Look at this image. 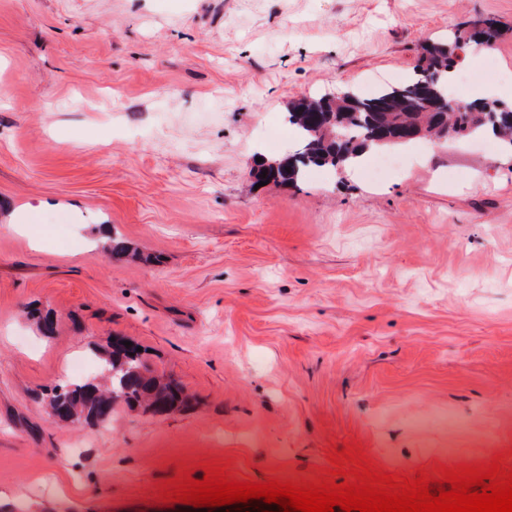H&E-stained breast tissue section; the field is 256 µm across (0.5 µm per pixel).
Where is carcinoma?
<instances>
[{"mask_svg":"<svg viewBox=\"0 0 512 512\" xmlns=\"http://www.w3.org/2000/svg\"><path fill=\"white\" fill-rule=\"evenodd\" d=\"M497 34V23L491 19L451 31L447 38L422 47L413 79L372 95L357 93L352 103L327 94L291 102L288 123L296 132L295 149L261 164L256 176L296 187L310 167L335 168L372 144L403 143L410 126L436 138L448 126L458 137L476 136L490 126L512 147V107L495 101L473 105L448 100V76L457 73L458 51L481 42L491 45ZM123 341L115 337L99 355L105 388L93 381L59 384L43 393V403L70 419L98 423L111 418L118 401L130 405L144 401L158 413L178 408L183 403L179 383L152 374L137 346Z\"/></svg>","mask_w":512,"mask_h":512,"instance_id":"cac0c4a2","label":"carcinoma"}]
</instances>
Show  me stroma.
<instances>
[{"label":"stroma","instance_id":"35a3bbf8","mask_svg":"<svg viewBox=\"0 0 512 512\" xmlns=\"http://www.w3.org/2000/svg\"><path fill=\"white\" fill-rule=\"evenodd\" d=\"M487 18L512 73V0H0V489L198 512L153 500L207 461L301 484L353 482L329 472L347 446L410 478L512 462V154L419 140L377 185L254 175L292 150V101L407 81ZM33 199L36 239L7 222ZM115 336L189 405L50 414L42 392L76 358L97 376Z\"/></svg>","mask_w":512,"mask_h":512}]
</instances>
